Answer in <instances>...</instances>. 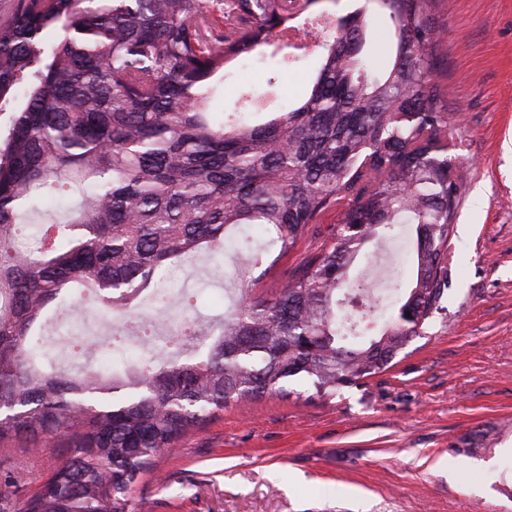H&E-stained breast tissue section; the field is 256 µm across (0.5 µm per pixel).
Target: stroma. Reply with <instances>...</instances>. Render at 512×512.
<instances>
[{
    "label": "stroma",
    "mask_w": 512,
    "mask_h": 512,
    "mask_svg": "<svg viewBox=\"0 0 512 512\" xmlns=\"http://www.w3.org/2000/svg\"><path fill=\"white\" fill-rule=\"evenodd\" d=\"M447 32L438 82L464 167L448 285L439 307L386 372L318 397L297 394L229 406L162 455L130 491L132 512H512V0H436ZM318 55L288 70L247 62L218 85L214 111L243 86L285 104L302 94ZM330 224L280 259L255 293H275L300 259L329 240ZM235 263L189 280L197 316L223 314ZM488 434L470 456L454 446ZM63 440L23 439L0 451V512H16L64 459Z\"/></svg>",
    "instance_id": "35a3bbf8"
}]
</instances>
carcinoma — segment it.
Here are the masks:
<instances>
[{"label": "carcinoma", "mask_w": 512, "mask_h": 512, "mask_svg": "<svg viewBox=\"0 0 512 512\" xmlns=\"http://www.w3.org/2000/svg\"><path fill=\"white\" fill-rule=\"evenodd\" d=\"M19 0L0 21V442L64 438L66 459L18 512H128L156 459L224 408L315 393L382 373L438 309L460 175L436 81L435 0ZM386 18L389 62L363 53ZM307 25L320 64L306 94L274 103L246 87L233 112L209 111L213 80ZM72 199L60 219L26 225L37 202ZM336 214L331 240L277 292L251 280L203 355L123 367L40 363L37 328L52 305L89 298L139 313L160 274L224 254L233 229L265 228L276 260ZM411 224L406 301L379 334L376 299L350 270L366 244Z\"/></svg>", "instance_id": "obj_1"}]
</instances>
